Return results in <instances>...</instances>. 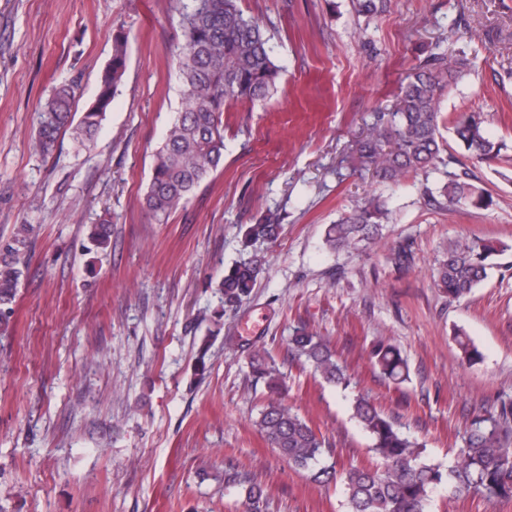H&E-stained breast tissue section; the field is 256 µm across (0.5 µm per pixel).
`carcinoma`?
<instances>
[{"instance_id":"obj_1","label":"carcinoma","mask_w":512,"mask_h":512,"mask_svg":"<svg viewBox=\"0 0 512 512\" xmlns=\"http://www.w3.org/2000/svg\"><path fill=\"white\" fill-rule=\"evenodd\" d=\"M182 43L176 62L183 87L182 107L155 154L143 205L159 223L183 207L194 191L224 160V106L262 103L277 92L283 67L270 38L258 21L243 14L238 0H177ZM128 36L122 30L113 38L112 57L102 72L98 93L80 119L71 112L74 89L69 84L53 88L38 115L34 149L51 154L60 135L70 132L81 149L95 144L96 134L118 92L127 64ZM470 71L465 58L436 56L414 66L399 87L392 112H375L364 135L356 140L344 161L355 171L371 174L377 182L397 186L409 177L437 168L444 162L440 112L445 92ZM465 151L481 160L499 156L501 146L485 134L481 113L452 120ZM438 205L468 202L482 206L489 193L469 181L467 173L448 174L438 190ZM391 222L386 199L368 194L351 212L327 226L325 245L333 253L368 248L383 238ZM110 221L90 227V242L108 244ZM281 224L271 215L247 226L244 247L278 238ZM34 226L19 224L9 240L0 244V325L8 326L15 314ZM509 246L479 237L463 236L448 246L438 261L434 280L450 299L469 294L487 277L491 259ZM263 272V260L249 256L224 275V306L232 308L248 296ZM454 340L463 361L472 364L480 352L466 332L458 328ZM288 349L300 365L326 382L346 386L347 367L330 341L308 328L295 329ZM380 376L399 386L410 378L409 366L399 348L380 343L371 352ZM252 373L264 380L272 396L264 403L255 425L265 440L288 464L310 474L319 484L342 481L346 512H428L432 493L448 487L454 497L479 498L488 504L512 500V399L494 410L475 416L465 427L461 443L447 468L428 462L425 445L404 426L388 417L368 396L353 403V417L371 439L370 466H353L338 473L328 461L329 442L279 396L283 377L264 353L250 359ZM224 486L244 493L245 512H267L263 486L237 468L224 470Z\"/></svg>"}]
</instances>
